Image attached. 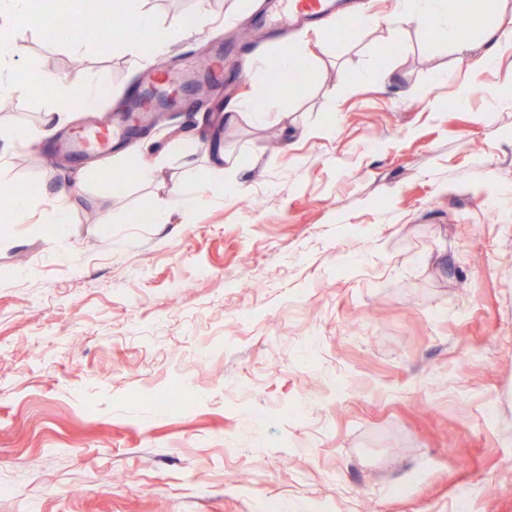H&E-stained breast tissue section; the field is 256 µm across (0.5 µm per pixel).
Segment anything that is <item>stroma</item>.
I'll return each mask as SVG.
<instances>
[{"label": "stroma", "mask_w": 512, "mask_h": 512, "mask_svg": "<svg viewBox=\"0 0 512 512\" xmlns=\"http://www.w3.org/2000/svg\"><path fill=\"white\" fill-rule=\"evenodd\" d=\"M263 2L146 0L170 36L148 55L99 52L65 0L14 27L36 82L0 139H37L0 192L49 193L0 216V512H512V41L471 72L392 22L399 0L344 35L238 40ZM214 40L235 68L206 102L181 91L119 150L60 164L59 136ZM302 48L284 117L225 125L258 60ZM47 71L102 94L43 136ZM146 137L168 154L153 182L96 176ZM196 179L189 213L145 222Z\"/></svg>", "instance_id": "obj_1"}]
</instances>
